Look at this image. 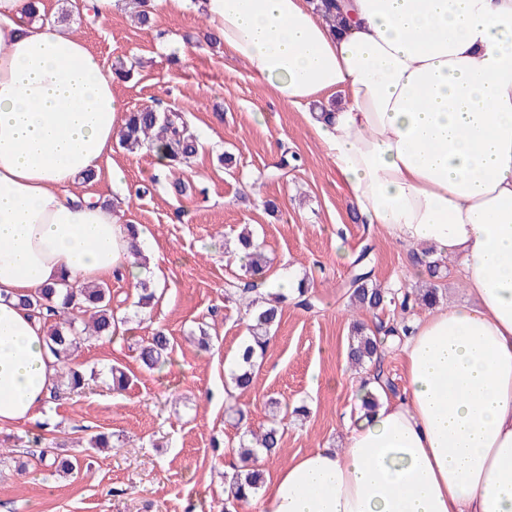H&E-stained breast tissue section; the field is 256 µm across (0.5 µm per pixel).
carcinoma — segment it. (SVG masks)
<instances>
[{
    "mask_svg": "<svg viewBox=\"0 0 512 512\" xmlns=\"http://www.w3.org/2000/svg\"><path fill=\"white\" fill-rule=\"evenodd\" d=\"M120 145L134 151L142 148L159 149L165 153L171 164H184L198 153V141L190 132L188 124L175 109L159 110L145 107L126 113L120 129ZM241 246L245 256L241 258V267L245 273L254 277L265 272L266 260L260 243L253 240V235L241 233ZM369 255V248H364L356 259L361 269L355 273L348 289L351 308L355 311H373L390 303L405 314L417 307H429L437 302L438 288L432 286L418 292L404 291L400 298L388 296L382 288L372 284L370 272L362 269ZM255 288H244L237 295L236 301L243 306L251 324L249 336L239 346L234 367L228 378L233 386L241 391L250 388L258 360L266 352L270 333L280 322V304L288 299V294L278 292L257 306V300L248 298ZM156 297L155 289L146 281H141L137 288L136 306L140 309L152 307ZM22 306L28 308L35 317L48 324L45 331V344L49 352L60 363L58 377L54 385L53 397L66 393H78L94 380L95 372H86L76 365L73 355L89 338L114 339L120 333L119 325L126 324V317H118L112 308L111 289L105 283L80 286L65 279L61 280V289L43 288L31 296L19 299ZM171 340L167 334L158 330L151 338L138 346V358L149 370L161 371L167 363ZM380 338L372 336L362 322L352 326L349 342V359L355 366L379 364L381 359ZM282 435L276 420H271L267 427L254 432H243L238 455L243 466L228 476V498L233 503H242L255 496L264 483L263 471L246 467L261 448L265 455H276L282 451ZM80 466L77 455L56 454L49 459L48 467L63 474L70 475Z\"/></svg>",
    "mask_w": 512,
    "mask_h": 512,
    "instance_id": "carcinoma-1",
    "label": "carcinoma"
}]
</instances>
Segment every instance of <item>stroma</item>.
<instances>
[{
    "mask_svg": "<svg viewBox=\"0 0 512 512\" xmlns=\"http://www.w3.org/2000/svg\"><path fill=\"white\" fill-rule=\"evenodd\" d=\"M198 4L156 10L143 27L123 0L96 21L74 0H47L46 19L64 18L105 66L130 65L115 88L125 109L183 111L201 148L179 176L153 152L116 146L94 180L72 186L116 203L122 223L142 226L164 286L150 314L135 316L132 283L109 278L113 306L130 319L124 337L79 350L75 361L96 371L95 382L49 400L35 422L0 426V447L11 451L0 464V512H224L223 452L238 444L237 421L267 423L272 397L283 451L263 461L265 478L312 449L341 447L343 419L355 414L352 394L372 372L347 360L352 258L370 248L371 279L389 290L415 287L412 269L428 262L421 249L362 222L302 111L279 101L223 45L204 40ZM227 152L235 159L229 170L219 161ZM268 199L274 208H265ZM245 229L269 259L267 279L293 272L311 303L289 292L254 385L240 394L224 380L247 334V317L229 297L244 273L228 257ZM202 328L213 338L207 352L188 340ZM159 329L171 339V362L151 373L136 345ZM114 367L130 378L125 391L112 388ZM98 433L119 446L86 457L78 473L62 477L41 464L42 450L69 451Z\"/></svg>",
    "mask_w": 512,
    "mask_h": 512,
    "instance_id": "35a3bbf8",
    "label": "stroma"
}]
</instances>
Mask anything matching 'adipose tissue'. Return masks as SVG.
<instances>
[{
	"label": "adipose tissue",
	"mask_w": 512,
	"mask_h": 512,
	"mask_svg": "<svg viewBox=\"0 0 512 512\" xmlns=\"http://www.w3.org/2000/svg\"><path fill=\"white\" fill-rule=\"evenodd\" d=\"M201 0L208 26L307 121L365 224L457 261L469 302L398 342L401 396L293 458L260 512H512V0ZM44 4L0 0V424L59 364L21 297L137 281L120 217L69 188L112 152L117 82Z\"/></svg>",
	"instance_id": "1"
}]
</instances>
